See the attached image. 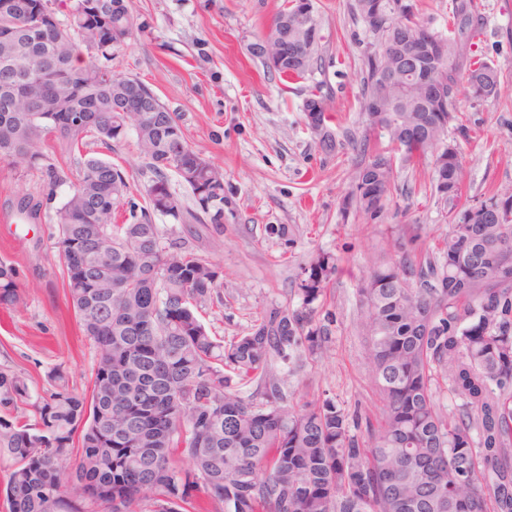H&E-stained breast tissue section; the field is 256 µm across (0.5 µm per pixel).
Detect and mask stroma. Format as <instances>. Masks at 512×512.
Returning a JSON list of instances; mask_svg holds the SVG:
<instances>
[{
	"label": "stroma",
	"mask_w": 512,
	"mask_h": 512,
	"mask_svg": "<svg viewBox=\"0 0 512 512\" xmlns=\"http://www.w3.org/2000/svg\"><path fill=\"white\" fill-rule=\"evenodd\" d=\"M484 19L483 56L507 73L498 100L466 103L476 124L461 141L469 203L496 189L512 188V0H475ZM284 0H129L146 22L112 58L113 70L137 79L174 112L189 144L224 170V233L197 226L191 245L224 275L223 304L207 305L202 320L224 340L247 332L264 307H299L303 270L327 253L336 269L315 301L334 316L333 339L320 357L289 363L283 392L287 405L331 398L346 411L377 415L358 288L372 262L388 259L406 224L420 226L416 248L434 245L448 230L446 215L429 198L427 166L397 167L403 190L379 221L342 216L360 157L351 148L328 155L305 122L304 99L327 85L336 114V138L361 136L359 96L363 59L371 36L352 15L353 0H322V69L305 80L265 74L250 60L246 43ZM67 187L48 194L43 176L0 162V259L19 268V300L0 309V363L9 362L42 389L46 374L64 366L71 385L85 389L92 353L82 336L56 261L57 211ZM41 204L39 219L17 212L18 198ZM269 224L287 225L290 240L268 236Z\"/></svg>",
	"instance_id": "1"
}]
</instances>
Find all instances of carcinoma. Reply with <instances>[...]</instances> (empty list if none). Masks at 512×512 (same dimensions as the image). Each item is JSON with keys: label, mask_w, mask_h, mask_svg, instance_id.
<instances>
[{"label": "carcinoma", "mask_w": 512, "mask_h": 512, "mask_svg": "<svg viewBox=\"0 0 512 512\" xmlns=\"http://www.w3.org/2000/svg\"><path fill=\"white\" fill-rule=\"evenodd\" d=\"M0 0V58L33 61L41 86L0 64V162L36 167L49 190L67 180L50 142L77 168L57 213L55 248L79 328L94 355L88 387L53 367L40 392L0 364V462L8 512H512V189L461 205L469 138L462 98L498 97L502 70L474 59L482 32L475 0H449L448 33L418 17L415 0H354L372 34L359 100L365 130L342 212L373 220L399 191L395 154L430 166L431 195L448 233L416 255L373 265L359 294L371 379L382 402L374 419L330 399L296 407L273 366L323 354L330 321L308 307L336 269L318 256L302 289L305 306H269L225 344L199 308L224 304L223 271L187 243L167 241L154 216L224 233V173L189 145L172 112H142L156 98L100 60L141 30L128 0H50L67 8L57 28ZM319 0H285L257 38L288 44L259 61L291 80L322 64ZM320 149L336 152L328 98L310 93ZM456 137L449 138V132ZM134 133L152 177L143 200L107 151ZM190 190L185 208L167 173ZM19 269L0 261V306L17 301ZM256 380L262 401L239 386ZM446 385L456 407L437 402Z\"/></svg>", "instance_id": "obj_1"}]
</instances>
